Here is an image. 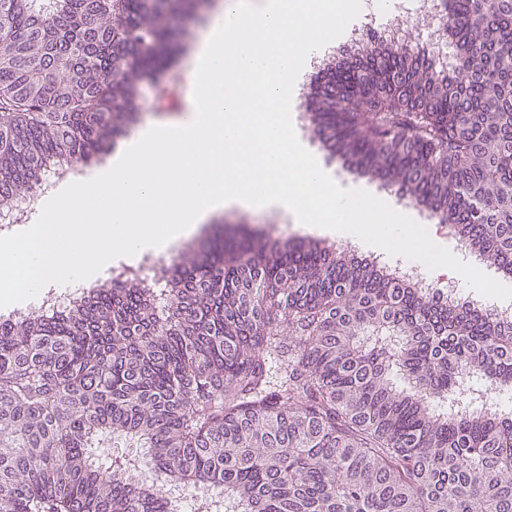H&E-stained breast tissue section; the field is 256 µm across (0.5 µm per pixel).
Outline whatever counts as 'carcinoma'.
I'll return each mask as SVG.
<instances>
[{
	"instance_id": "1",
	"label": "carcinoma",
	"mask_w": 512,
	"mask_h": 512,
	"mask_svg": "<svg viewBox=\"0 0 512 512\" xmlns=\"http://www.w3.org/2000/svg\"><path fill=\"white\" fill-rule=\"evenodd\" d=\"M208 0H0V211L127 137ZM458 74L417 43L329 72L312 135L512 273V0H448ZM0 322V512H512V318L319 242L180 255L152 292ZM143 442L103 472L99 435Z\"/></svg>"
}]
</instances>
